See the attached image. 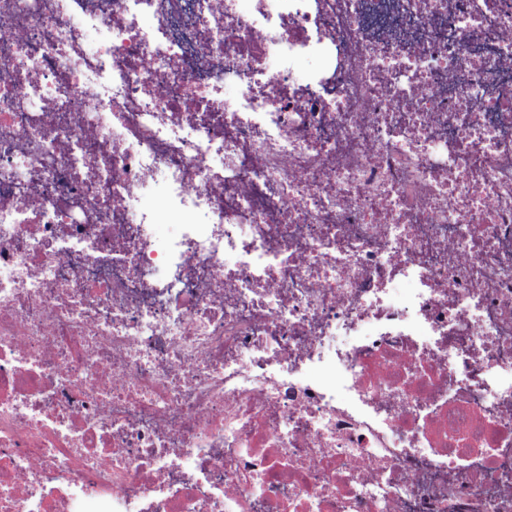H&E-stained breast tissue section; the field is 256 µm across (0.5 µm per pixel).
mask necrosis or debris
<instances>
[{
	"label": "necrosis or debris",
	"mask_w": 512,
	"mask_h": 512,
	"mask_svg": "<svg viewBox=\"0 0 512 512\" xmlns=\"http://www.w3.org/2000/svg\"><path fill=\"white\" fill-rule=\"evenodd\" d=\"M253 2L0 0V512H512V0Z\"/></svg>",
	"instance_id": "obj_1"
}]
</instances>
